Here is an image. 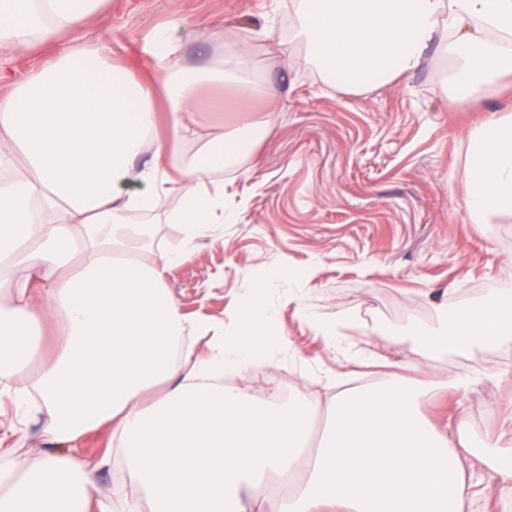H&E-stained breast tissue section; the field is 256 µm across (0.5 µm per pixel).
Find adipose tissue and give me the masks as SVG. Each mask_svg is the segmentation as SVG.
I'll return each instance as SVG.
<instances>
[{
    "label": "adipose tissue",
    "mask_w": 512,
    "mask_h": 512,
    "mask_svg": "<svg viewBox=\"0 0 512 512\" xmlns=\"http://www.w3.org/2000/svg\"><path fill=\"white\" fill-rule=\"evenodd\" d=\"M106 0H0V57L51 48L22 80L0 71V167L23 156L26 172L0 179V397L16 423L0 437V512H266L256 490L271 476L296 482L277 512H461L477 485L512 499V447H477L464 412L444 430L427 428L420 406L440 390L465 393L486 373L445 382L398 379L320 400L295 390L286 402L254 403L225 385L262 360L288 351L270 340L266 283L231 330L181 313L165 276L224 221V189L208 169L273 116L242 105L232 130L203 143L198 159L182 145L198 137L199 115L224 109L214 87L254 95L248 50L167 74L173 18L147 53L153 82L112 65V38L84 30ZM296 37L326 81L359 92L420 70L430 50L453 63L451 93L464 104L512 74V0H295ZM109 73L111 88L90 74ZM163 91L169 132L156 135L155 93ZM151 160H144V153ZM466 206L475 215H512V115L486 118L465 160ZM185 203L178 250L156 248V229L137 223L155 211L171 175ZM141 249L154 260H139ZM20 269L24 279L10 273ZM420 337L427 357L453 349L512 352V289L492 295ZM56 328L51 352L29 379L15 370L35 333ZM209 339L194 354L188 336ZM45 418L43 448L19 457L16 440ZM110 446L88 459L86 440ZM476 456L468 471L464 459ZM121 470L135 487L120 504L94 498L97 475Z\"/></svg>",
    "instance_id": "ef3b65f1"
}]
</instances>
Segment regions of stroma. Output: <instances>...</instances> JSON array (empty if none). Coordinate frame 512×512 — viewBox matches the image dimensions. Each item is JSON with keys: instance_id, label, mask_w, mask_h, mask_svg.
I'll return each mask as SVG.
<instances>
[{"instance_id": "35a3bbf8", "label": "stroma", "mask_w": 512, "mask_h": 512, "mask_svg": "<svg viewBox=\"0 0 512 512\" xmlns=\"http://www.w3.org/2000/svg\"><path fill=\"white\" fill-rule=\"evenodd\" d=\"M290 2L106 0L113 63L151 76L145 39L177 16L199 27L175 34L172 74L239 43L278 90L275 100L255 102L273 112V131L222 175L233 222L173 267L166 286L186 315L229 324L267 267L286 269L269 284L268 332L287 336L296 354L242 372L238 381L254 401L278 400L286 371L294 387L321 397L325 379L373 385L390 363L403 364L410 382L479 366L489 379L461 399L443 393L422 413L439 428L464 407L472 433L498 439L512 410V353L476 348L431 359L418 338L439 328L438 306L454 315L489 289H512V216L477 223L465 206L464 174L471 131L488 114H512V76L460 105L437 55L394 83L336 92L294 39ZM302 300L325 324L343 322L366 364L327 350L301 319Z\"/></svg>"}]
</instances>
